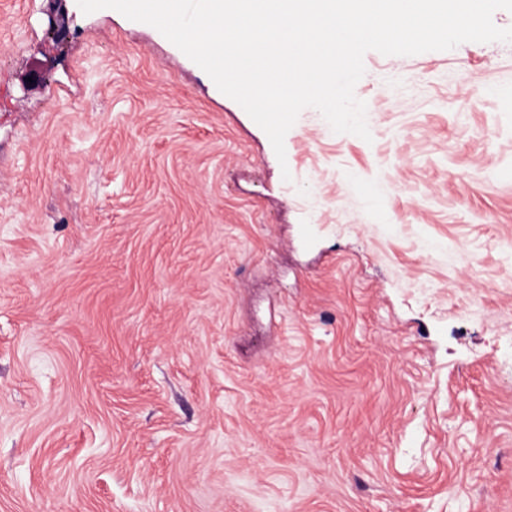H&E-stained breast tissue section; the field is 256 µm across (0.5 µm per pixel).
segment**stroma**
<instances>
[{"mask_svg": "<svg viewBox=\"0 0 512 512\" xmlns=\"http://www.w3.org/2000/svg\"><path fill=\"white\" fill-rule=\"evenodd\" d=\"M364 66L372 142L282 165L156 28L0 0V512H512V43Z\"/></svg>", "mask_w": 512, "mask_h": 512, "instance_id": "obj_1", "label": "stroma"}]
</instances>
